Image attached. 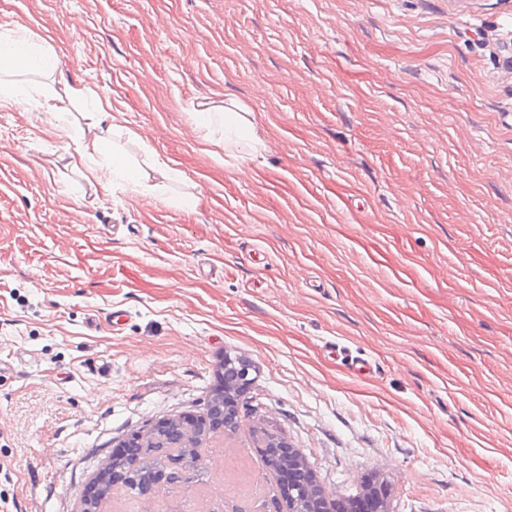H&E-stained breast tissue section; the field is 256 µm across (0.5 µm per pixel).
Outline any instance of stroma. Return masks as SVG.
<instances>
[{
    "instance_id": "35a3bbf8",
    "label": "stroma",
    "mask_w": 512,
    "mask_h": 512,
    "mask_svg": "<svg viewBox=\"0 0 512 512\" xmlns=\"http://www.w3.org/2000/svg\"><path fill=\"white\" fill-rule=\"evenodd\" d=\"M1 24L82 54L115 143L183 177L103 191L0 108V512H79L229 354L240 429L177 512H262L266 433L343 500L372 475L389 512H512V0H0ZM230 101L265 150L225 155Z\"/></svg>"
}]
</instances>
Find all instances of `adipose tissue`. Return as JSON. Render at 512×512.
<instances>
[{
  "instance_id": "ef3b65f1",
  "label": "adipose tissue",
  "mask_w": 512,
  "mask_h": 512,
  "mask_svg": "<svg viewBox=\"0 0 512 512\" xmlns=\"http://www.w3.org/2000/svg\"><path fill=\"white\" fill-rule=\"evenodd\" d=\"M58 66L53 48L17 26L0 30V107L26 98L60 129H68L64 100L90 101L85 123L70 136L66 152L73 167L83 168L86 179L102 189L120 186L148 198L167 199L169 183L177 176L174 168L152 157L149 168L131 163L122 153L111 151V139L118 128L108 100L93 96L78 81L50 83Z\"/></svg>"
}]
</instances>
